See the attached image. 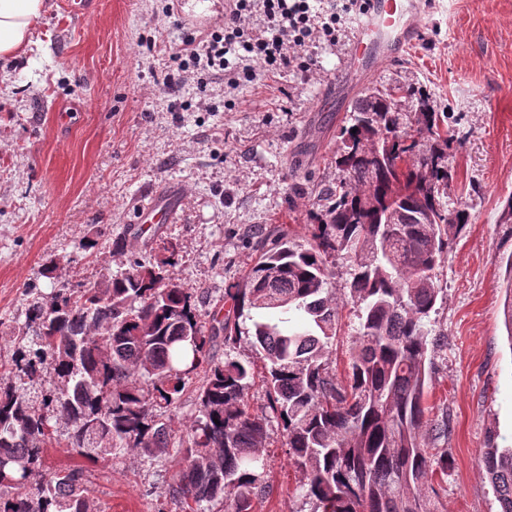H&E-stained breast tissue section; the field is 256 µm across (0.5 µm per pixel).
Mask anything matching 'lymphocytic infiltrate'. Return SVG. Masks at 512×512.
<instances>
[{
  "mask_svg": "<svg viewBox=\"0 0 512 512\" xmlns=\"http://www.w3.org/2000/svg\"><path fill=\"white\" fill-rule=\"evenodd\" d=\"M370 0H229L222 27L203 40L171 46L173 68L162 85L176 94L188 77L198 84L223 79L227 87L285 70H309L314 43L336 44Z\"/></svg>",
  "mask_w": 512,
  "mask_h": 512,
  "instance_id": "1",
  "label": "lymphocytic infiltrate"
}]
</instances>
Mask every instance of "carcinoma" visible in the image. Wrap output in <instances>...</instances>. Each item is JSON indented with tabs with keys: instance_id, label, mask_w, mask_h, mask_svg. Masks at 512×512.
Masks as SVG:
<instances>
[{
	"instance_id": "carcinoma-1",
	"label": "carcinoma",
	"mask_w": 512,
	"mask_h": 512,
	"mask_svg": "<svg viewBox=\"0 0 512 512\" xmlns=\"http://www.w3.org/2000/svg\"><path fill=\"white\" fill-rule=\"evenodd\" d=\"M448 113L423 91L367 89L340 130L336 166L345 174L311 215L309 238L283 231L227 291L232 313H199L201 291L170 270L176 245L157 264L137 259L80 288L37 297L14 339L18 384L0 387V512H101L80 466L45 471L54 423L83 458L126 451L170 455V415L200 379L201 416L180 441L169 492L186 512H253L269 492V415L280 420L288 460L303 475L313 512H437L434 477L448 452L425 447L424 432L448 437V417L430 418L427 394L431 312L441 289L434 271L469 224L449 209L453 179ZM351 263L347 295L357 326L347 367H331L340 303L329 288L338 256ZM504 325L512 343V255ZM264 360L215 357L242 340ZM51 366L57 385L35 401L25 385ZM261 378L266 404L250 407ZM479 466L499 512H512V448L489 440Z\"/></svg>"
}]
</instances>
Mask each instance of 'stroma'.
I'll use <instances>...</instances> for the list:
<instances>
[{
    "label": "stroma",
    "instance_id": "obj_1",
    "mask_svg": "<svg viewBox=\"0 0 512 512\" xmlns=\"http://www.w3.org/2000/svg\"><path fill=\"white\" fill-rule=\"evenodd\" d=\"M45 0L25 55L0 58V384L10 385L11 338L34 297L120 272L129 260L164 258L203 291V317L224 307L263 248L262 230L308 237L320 188L335 183L339 131L368 83L423 87L459 130L448 164L449 207L470 222L435 270L442 302L431 315L433 387L446 414L448 452L439 512H498L478 459L489 441L512 445V341L503 323L512 224L500 221L512 197V0H434L419 41L373 80L345 71L348 43L311 48L312 72L290 71L237 89L178 95L162 79L169 45L204 36L224 21L225 0H96L93 14ZM183 189L181 220L114 248L142 193ZM97 245L82 250L85 239ZM56 259L54 276L43 274ZM350 263L336 258L330 286L343 298L333 362H342L357 319L346 302ZM265 457L272 491L255 512H312L297 487L278 419L268 424ZM46 469L82 464L105 512H180L169 496L174 457L132 453L80 459L65 444L45 448Z\"/></svg>",
    "mask_w": 512,
    "mask_h": 512
}]
</instances>
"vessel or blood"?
<instances>
[{"label": "vessel or blood", "instance_id": "b4317fda", "mask_svg": "<svg viewBox=\"0 0 512 512\" xmlns=\"http://www.w3.org/2000/svg\"><path fill=\"white\" fill-rule=\"evenodd\" d=\"M424 0H372L370 9L355 28L343 62L355 73L372 77L381 64L396 59L416 43L424 17ZM179 192L151 194L138 208L139 224H174L179 219Z\"/></svg>", "mask_w": 512, "mask_h": 512}]
</instances>
